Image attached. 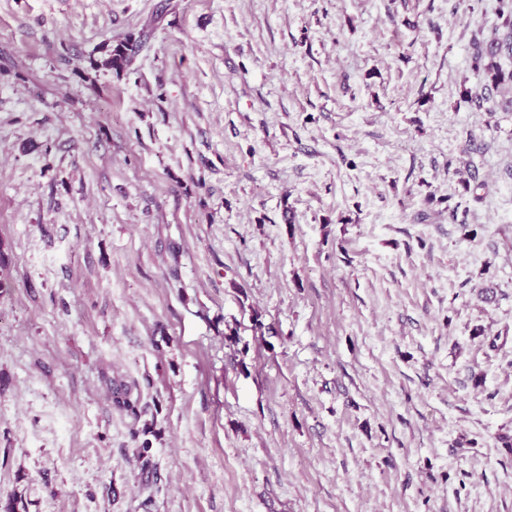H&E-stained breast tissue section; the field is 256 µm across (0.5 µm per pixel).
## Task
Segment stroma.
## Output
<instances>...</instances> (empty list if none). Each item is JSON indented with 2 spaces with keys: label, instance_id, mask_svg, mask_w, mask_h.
<instances>
[{
  "label": "stroma",
  "instance_id": "35a3bbf8",
  "mask_svg": "<svg viewBox=\"0 0 512 512\" xmlns=\"http://www.w3.org/2000/svg\"><path fill=\"white\" fill-rule=\"evenodd\" d=\"M500 5L0 0V512H512ZM500 19H502V37L497 38L487 51H484L479 45L474 46V67L483 69L490 75L494 85L502 84L506 80L512 84V73H509L506 78L500 64L495 60L502 52L512 55V7L506 15L502 11ZM137 46L138 43L133 34L127 35L115 44H112V39L105 41L95 52L104 53V57L97 59L93 54L89 59L90 70L97 72L100 69H106L120 75L129 68Z\"/></svg>",
  "mask_w": 512,
  "mask_h": 512
}]
</instances>
